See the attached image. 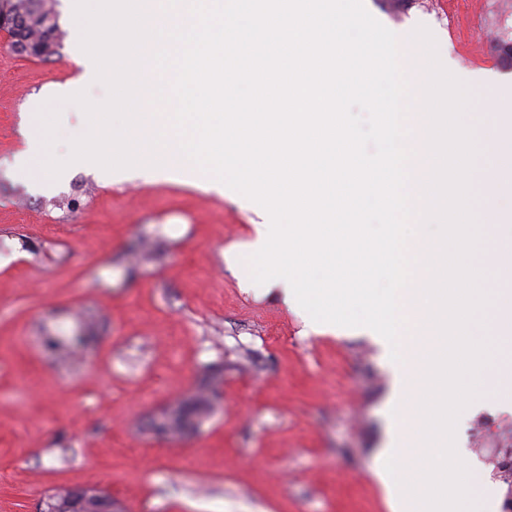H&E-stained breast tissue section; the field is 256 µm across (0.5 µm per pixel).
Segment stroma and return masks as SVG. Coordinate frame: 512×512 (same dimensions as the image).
I'll return each instance as SVG.
<instances>
[{
	"instance_id": "35a3bbf8",
	"label": "stroma",
	"mask_w": 512,
	"mask_h": 512,
	"mask_svg": "<svg viewBox=\"0 0 512 512\" xmlns=\"http://www.w3.org/2000/svg\"><path fill=\"white\" fill-rule=\"evenodd\" d=\"M59 48L24 58L0 39V512H39L59 488L107 489L124 512H390L373 476L384 438L388 361L361 335H317L278 291L242 288L224 251L245 242L257 215L165 180L107 183L70 171L43 191L12 178L42 97L83 72L73 16L51 0ZM390 25L423 26L455 76H511L481 40L497 0H411ZM143 241L152 255L131 266ZM93 323L75 359L45 344ZM224 368L199 431L142 434L149 418ZM512 414L495 402L461 432L478 475Z\"/></svg>"
}]
</instances>
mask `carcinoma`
Returning <instances> with one entry per match:
<instances>
[{"label": "carcinoma", "mask_w": 512, "mask_h": 512, "mask_svg": "<svg viewBox=\"0 0 512 512\" xmlns=\"http://www.w3.org/2000/svg\"><path fill=\"white\" fill-rule=\"evenodd\" d=\"M19 15H34L37 20L17 31L19 41L45 47L43 56L56 53L57 19L48 0H0V17L12 19ZM493 49L498 59L512 67V26L504 27L495 40ZM84 342L82 336H48L46 344L51 349L63 351L78 348ZM224 368L209 367L198 382L195 393L179 401L175 406L150 419L147 428L156 435H179L199 427L211 412L219 396L218 381L223 378ZM488 463L498 469V478L506 485V501L512 505V443L509 442L487 455Z\"/></svg>", "instance_id": "1"}]
</instances>
